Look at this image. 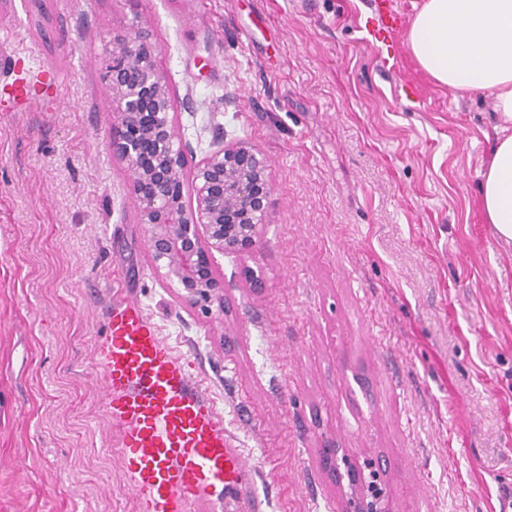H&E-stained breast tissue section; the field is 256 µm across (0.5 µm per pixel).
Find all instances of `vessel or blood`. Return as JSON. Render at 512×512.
Listing matches in <instances>:
<instances>
[{
	"label": "vessel or blood",
	"mask_w": 512,
	"mask_h": 512,
	"mask_svg": "<svg viewBox=\"0 0 512 512\" xmlns=\"http://www.w3.org/2000/svg\"><path fill=\"white\" fill-rule=\"evenodd\" d=\"M405 21L404 11L380 0L374 38L394 35ZM56 84L50 75L15 78L0 108L23 111ZM94 366L135 512H196L204 504L212 512H252L255 473L228 434L223 411L204 392L193 362L164 341L125 286L112 291Z\"/></svg>",
	"instance_id": "vessel-or-blood-1"
}]
</instances>
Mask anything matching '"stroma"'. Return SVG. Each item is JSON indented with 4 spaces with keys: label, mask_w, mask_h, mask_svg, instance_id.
I'll return each mask as SVG.
<instances>
[{
    "label": "stroma",
    "mask_w": 512,
    "mask_h": 512,
    "mask_svg": "<svg viewBox=\"0 0 512 512\" xmlns=\"http://www.w3.org/2000/svg\"><path fill=\"white\" fill-rule=\"evenodd\" d=\"M375 3L0 0V84L25 52L59 79L0 112L6 512H134L93 365L119 278L223 410L257 512H343L350 465L394 512L512 499V247L479 205L494 108L434 83L403 34L375 40ZM137 12L189 164L223 141L270 161L255 250L217 258L228 347L157 272L107 147V45Z\"/></svg>",
    "instance_id": "1"
}]
</instances>
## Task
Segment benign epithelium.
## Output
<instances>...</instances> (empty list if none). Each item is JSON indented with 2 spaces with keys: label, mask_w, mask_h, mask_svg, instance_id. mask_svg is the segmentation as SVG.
Masks as SVG:
<instances>
[{
  "label": "benign epithelium",
  "mask_w": 512,
  "mask_h": 512,
  "mask_svg": "<svg viewBox=\"0 0 512 512\" xmlns=\"http://www.w3.org/2000/svg\"><path fill=\"white\" fill-rule=\"evenodd\" d=\"M159 53L152 28L138 15L112 36L106 80L114 122L107 147L126 164L157 271L189 310L222 328L226 288L216 255L254 251L270 206V165L250 146L224 145L194 166L192 200H186L189 147L171 116L173 97ZM346 474L339 494L354 512H392L364 475Z\"/></svg>",
  "instance_id": "1"
}]
</instances>
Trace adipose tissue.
<instances>
[{"instance_id": "obj_1", "label": "adipose tissue", "mask_w": 512, "mask_h": 512, "mask_svg": "<svg viewBox=\"0 0 512 512\" xmlns=\"http://www.w3.org/2000/svg\"><path fill=\"white\" fill-rule=\"evenodd\" d=\"M406 44L435 83L491 98L498 135L480 173L481 210L512 245V0H424Z\"/></svg>"}]
</instances>
